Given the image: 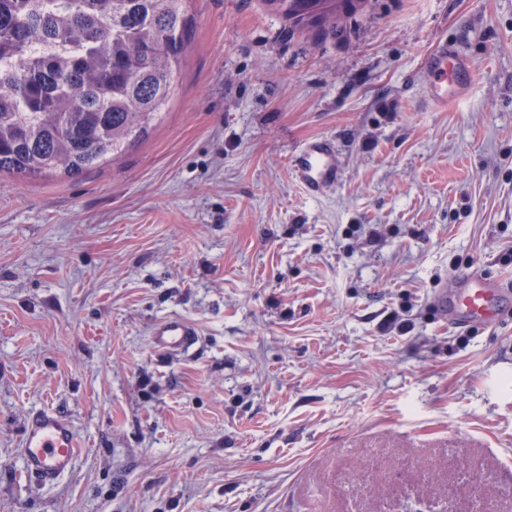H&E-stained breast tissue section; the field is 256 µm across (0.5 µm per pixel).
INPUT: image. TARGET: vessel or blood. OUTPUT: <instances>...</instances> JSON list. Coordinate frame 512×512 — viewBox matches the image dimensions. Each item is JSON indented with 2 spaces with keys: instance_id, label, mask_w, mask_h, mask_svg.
<instances>
[{
  "instance_id": "1",
  "label": "vessel or blood",
  "mask_w": 512,
  "mask_h": 512,
  "mask_svg": "<svg viewBox=\"0 0 512 512\" xmlns=\"http://www.w3.org/2000/svg\"><path fill=\"white\" fill-rule=\"evenodd\" d=\"M425 95L436 106L458 99L471 81V64L454 46L440 43L424 60ZM291 168L309 195L319 196L339 181L341 157L334 139L323 137L305 144L291 159ZM498 281L473 271L457 280L454 289H440L435 304L449 327L464 329L495 324L502 312ZM199 333L193 323L172 316L151 330L152 347L175 356L190 350ZM72 425L51 410L33 413L23 432L24 472L51 484L70 472L77 457Z\"/></svg>"
}]
</instances>
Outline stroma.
<instances>
[{"label":"stroma","mask_w":512,"mask_h":512,"mask_svg":"<svg viewBox=\"0 0 512 512\" xmlns=\"http://www.w3.org/2000/svg\"><path fill=\"white\" fill-rule=\"evenodd\" d=\"M186 10L147 136L0 175V512H512V0H360L323 37L262 0ZM443 41L471 88L435 107ZM323 136L315 198L290 161ZM473 268L506 315L450 328L433 298ZM172 315L200 342L166 357ZM43 409L78 442L46 486ZM291 168L309 195H322L341 177L342 162L336 141L323 137L308 142L292 157ZM195 325L181 316L168 317L156 323L151 330L152 347L165 355H180L198 341ZM77 440L72 425L51 410L33 413L23 432L24 472L51 484L70 472L77 457Z\"/></svg>","instance_id":"35a3bbf8"}]
</instances>
